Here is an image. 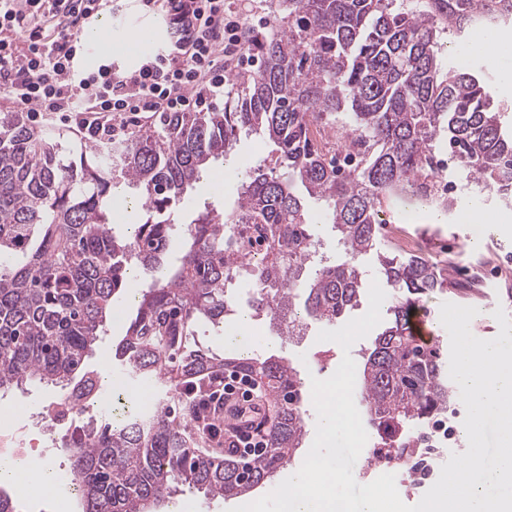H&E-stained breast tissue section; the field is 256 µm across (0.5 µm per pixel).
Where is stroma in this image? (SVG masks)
<instances>
[{
    "instance_id": "1",
    "label": "stroma",
    "mask_w": 512,
    "mask_h": 512,
    "mask_svg": "<svg viewBox=\"0 0 512 512\" xmlns=\"http://www.w3.org/2000/svg\"><path fill=\"white\" fill-rule=\"evenodd\" d=\"M270 150V145L260 136L241 137L235 152L224 159L220 177L204 175L187 190L178 206V222H186L203 204L232 203L241 177V161H259ZM482 207L489 216L488 222L474 223L456 217L439 224L417 201L392 198L384 202L385 217L390 226L424 239L423 250L433 260L447 262L448 253L452 250L464 264L492 252L499 255L509 270L508 276L488 283L481 288L477 298L470 301L471 306L478 310L477 317L470 323L472 334L490 340L499 333V324L493 316L496 308H503L508 319L512 320V222L500 223L499 218L505 208L498 200L483 199ZM252 326L257 336L251 346L252 353L285 357L302 370L304 377L313 376L321 380L334 374L347 353L351 354L356 367H363L375 340L374 335H367L356 341L346 353L337 343L318 341L317 336L324 325L309 318L302 319L289 337L280 336L277 327L262 317L253 318Z\"/></svg>"
}]
</instances>
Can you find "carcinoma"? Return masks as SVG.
Returning a JSON list of instances; mask_svg holds the SVG:
<instances>
[{
	"mask_svg": "<svg viewBox=\"0 0 512 512\" xmlns=\"http://www.w3.org/2000/svg\"><path fill=\"white\" fill-rule=\"evenodd\" d=\"M273 22L251 35L260 69L228 79L215 112H163L128 139L95 142L80 153L30 124L26 112L0 113V390L46 383L62 391L94 385L93 347L115 313L134 315L114 360L127 373L163 384L144 416L130 409L90 420L65 443L69 489L82 512H147L181 486L243 499L301 447L304 381L281 356L216 353L197 344L198 328L224 327L237 313L230 288L252 242L249 306L293 334L298 313L334 324L358 301L361 259L376 247L387 196H410L445 218L459 199L429 192L441 151L481 190L512 199V132L481 72L468 57L448 60L442 35L479 25L512 30L509 0H272ZM339 128L362 147L344 169L324 130ZM242 133L261 135L272 154L246 170L230 208L209 204L185 223L180 260H171L175 208ZM127 184L136 202L114 194ZM141 216L130 234L112 231L117 204ZM320 206L342 257L315 261ZM396 301L362 372L370 426L403 447L411 430L448 409L451 390L439 352L415 341L411 310L432 291L471 295L426 254L380 253ZM237 371L266 380L278 407L267 448L244 469L198 453L185 436L212 378ZM186 408L171 419V405Z\"/></svg>",
	"mask_w": 512,
	"mask_h": 512,
	"instance_id": "obj_1",
	"label": "carcinoma"
}]
</instances>
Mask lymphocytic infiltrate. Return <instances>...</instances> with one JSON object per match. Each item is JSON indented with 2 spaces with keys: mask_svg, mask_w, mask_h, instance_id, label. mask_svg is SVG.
<instances>
[{
  "mask_svg": "<svg viewBox=\"0 0 512 512\" xmlns=\"http://www.w3.org/2000/svg\"><path fill=\"white\" fill-rule=\"evenodd\" d=\"M108 0H0V95L8 104L113 133L146 112H183L223 99L230 66L252 64L244 0H142L164 11L172 39L131 74L103 64L82 70L79 32Z\"/></svg>",
  "mask_w": 512,
  "mask_h": 512,
  "instance_id": "f902f5d3",
  "label": "lymphocytic infiltrate"
}]
</instances>
